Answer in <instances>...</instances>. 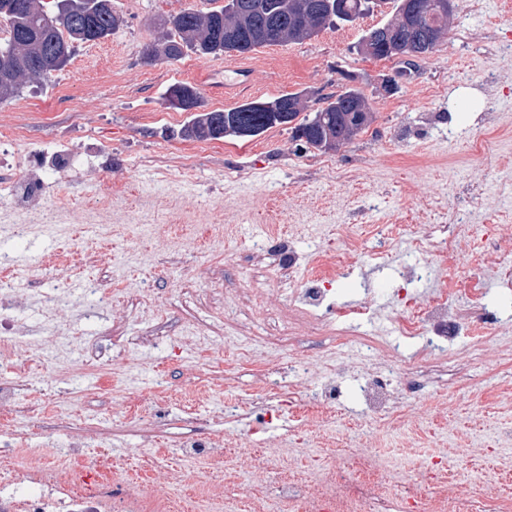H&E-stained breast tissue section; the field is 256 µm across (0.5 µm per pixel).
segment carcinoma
I'll return each instance as SVG.
<instances>
[{
	"instance_id": "cac0c4a2",
	"label": "carcinoma",
	"mask_w": 512,
	"mask_h": 512,
	"mask_svg": "<svg viewBox=\"0 0 512 512\" xmlns=\"http://www.w3.org/2000/svg\"><path fill=\"white\" fill-rule=\"evenodd\" d=\"M439 0H398L391 19L370 29L362 49L377 60L397 59L403 76L418 55L432 53L448 30V15L439 12ZM422 15L421 26L433 32L430 42L407 26L410 9ZM369 12L365 0H224L206 11L192 7L169 20L156 43L146 47L150 62L180 59L186 50L200 56L240 54L260 47L298 43L322 28L351 23ZM123 18L112 0H0V24L5 32L0 50V104L11 101L22 86L35 78L61 70L71 58L74 45L105 39L120 27ZM169 98L198 107V92L188 85H174ZM294 111H287L288 106ZM303 95L286 93L266 101H251L234 108L200 112L179 130L192 141L256 138L275 126H291L293 134L304 132L303 147L320 153L335 151L374 122L364 94L348 87L323 98L315 112L301 115Z\"/></svg>"
}]
</instances>
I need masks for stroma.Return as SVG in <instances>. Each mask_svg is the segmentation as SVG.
I'll return each mask as SVG.
<instances>
[{"instance_id":"35a3bbf8","label":"stroma","mask_w":512,"mask_h":512,"mask_svg":"<svg viewBox=\"0 0 512 512\" xmlns=\"http://www.w3.org/2000/svg\"><path fill=\"white\" fill-rule=\"evenodd\" d=\"M113 3L123 24L112 36L77 46L62 71L0 105V144L14 141L38 160L59 144L74 150L59 173L37 170L49 204L65 206L59 233L16 236L24 215L0 202V256L28 273L16 284L25 302L8 315L40 358L60 344L69 352L67 365L34 371L0 345V379L21 406L10 422L15 457L69 472L97 455L121 483L175 476L198 512H258L288 473L352 477L365 436L392 489L409 481L402 448L425 456L451 448L458 475L482 477L475 512L490 503L512 512V295L472 257L484 225L512 237V0H482L476 11L454 0L439 46L401 79L398 61L360 51L394 0L300 43L206 58L188 50L173 63L146 62L143 49L185 0ZM228 68L249 78L226 98L216 87ZM392 79L398 88L386 91ZM176 83L194 86L206 112L288 92L303 93L313 110L356 87L375 121L327 154L306 151L284 126L254 139L185 141L178 131L190 115L167 99ZM487 139L492 149L478 153ZM475 185L485 189L478 206ZM408 222L459 225L454 267L475 276L502 314L488 355L468 366L455 362L467 337L439 363L420 339L397 334L403 265L429 270L411 286L417 302L448 281L435 252H410L392 236ZM384 236L387 255L367 261ZM276 239L299 258L296 290L337 260L329 303L369 308V318L346 326L394 343L410 362L420 388L403 392L389 416L363 412L364 380L385 366L374 351L321 333L281 338L288 307H270L264 295L277 271L255 257L258 244ZM90 279L110 303L86 293ZM242 340L253 356H241ZM340 350L352 368H337ZM207 436L225 449L221 461L203 453L184 462L182 445ZM239 437L282 451L260 495L230 452ZM70 442L81 454L59 462L57 445ZM337 457L347 463L340 475Z\"/></svg>"}]
</instances>
